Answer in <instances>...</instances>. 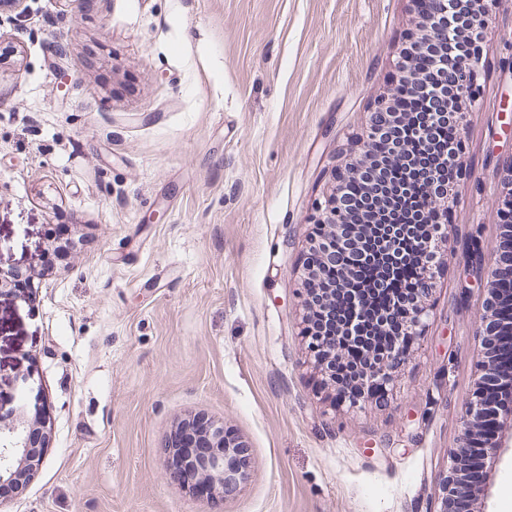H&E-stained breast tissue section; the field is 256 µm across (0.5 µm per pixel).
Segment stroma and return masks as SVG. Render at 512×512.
Listing matches in <instances>:
<instances>
[{"label":"stroma","mask_w":512,"mask_h":512,"mask_svg":"<svg viewBox=\"0 0 512 512\" xmlns=\"http://www.w3.org/2000/svg\"><path fill=\"white\" fill-rule=\"evenodd\" d=\"M0 9V377L34 369L44 462L0 512H438L485 358L512 159V0H494L447 225L455 258L385 403L332 406L302 336L312 217L392 87L410 0H27ZM202 414L246 446L210 504L162 444ZM472 512H512V442Z\"/></svg>","instance_id":"obj_1"}]
</instances>
